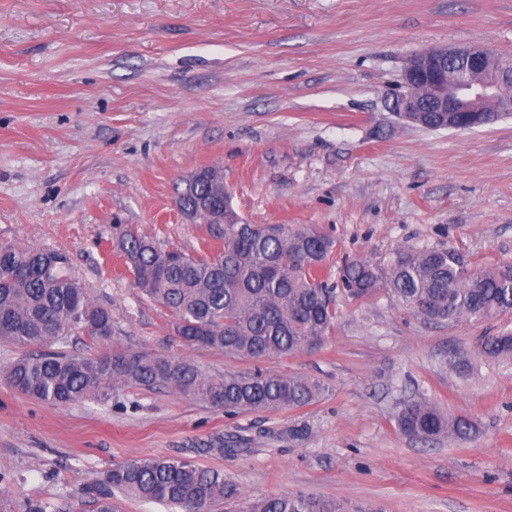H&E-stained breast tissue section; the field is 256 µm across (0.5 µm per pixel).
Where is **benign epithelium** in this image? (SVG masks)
<instances>
[{
  "label": "benign epithelium",
  "mask_w": 512,
  "mask_h": 512,
  "mask_svg": "<svg viewBox=\"0 0 512 512\" xmlns=\"http://www.w3.org/2000/svg\"><path fill=\"white\" fill-rule=\"evenodd\" d=\"M512 82V66L481 46L433 47L412 55L402 75V92L388 108L402 118L420 112H477L483 123L512 112L503 88Z\"/></svg>",
  "instance_id": "1"
}]
</instances>
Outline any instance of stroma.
<instances>
[{
	"instance_id": "obj_1",
	"label": "stroma",
	"mask_w": 512,
	"mask_h": 512,
	"mask_svg": "<svg viewBox=\"0 0 512 512\" xmlns=\"http://www.w3.org/2000/svg\"><path fill=\"white\" fill-rule=\"evenodd\" d=\"M512 61V0H0V241L67 253L131 351L220 376L261 368L330 387L320 402L229 415L169 389L53 406L0 378V479L15 512H89L76 488L128 460L219 469L243 499L292 492L384 512H512V366L477 353L499 322L423 320L394 298L336 296L320 347L259 362L186 346L111 248L121 222L194 253L175 184L224 171L252 224H307L345 262L401 245L512 261V117L426 129L386 106L427 46ZM460 353L467 375L448 366ZM427 397L475 426L465 442L402 434ZM234 453L208 452L216 440Z\"/></svg>"
}]
</instances>
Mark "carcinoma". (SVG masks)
<instances>
[{
    "label": "carcinoma",
    "instance_id": "obj_1",
    "mask_svg": "<svg viewBox=\"0 0 512 512\" xmlns=\"http://www.w3.org/2000/svg\"><path fill=\"white\" fill-rule=\"evenodd\" d=\"M176 204L186 218L208 225L219 246L193 255L162 248L157 236L113 226L112 246L136 287L174 316L186 345H202L242 359L260 360L320 345L336 322L335 289L324 273L333 241L304 224H249L224 191V173L206 167L181 179ZM220 214L229 223H216ZM342 292L354 300L380 292L435 322L468 324L512 319V262L476 270L448 248L402 246L381 267L355 260L340 271ZM112 310L95 303L66 254L0 243V343L23 350L6 382L51 405L89 397L106 400L116 388H168L227 412H271L317 402L324 382L304 374L226 373L213 376L193 362L123 349ZM85 336L104 348L94 356L63 347ZM479 354L512 361V329L480 338ZM398 429L421 442L463 441L474 433L464 417L444 415L426 397L398 413ZM93 512H114L115 493L163 503L175 512H214L240 496L224 472L176 457L127 461L84 482ZM241 512H382L304 493L244 501Z\"/></svg>",
    "mask_w": 512,
    "mask_h": 512
}]
</instances>
